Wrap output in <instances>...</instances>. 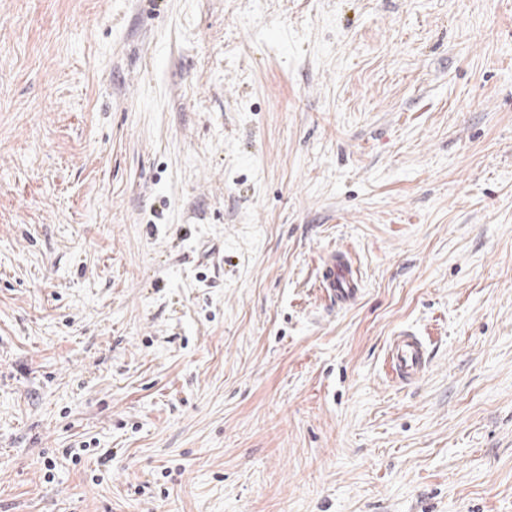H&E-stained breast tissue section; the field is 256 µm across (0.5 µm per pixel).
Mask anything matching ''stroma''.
I'll list each match as a JSON object with an SVG mask.
<instances>
[{
	"mask_svg": "<svg viewBox=\"0 0 512 512\" xmlns=\"http://www.w3.org/2000/svg\"><path fill=\"white\" fill-rule=\"evenodd\" d=\"M0 512H512V0H0ZM361 285L359 272L346 255L333 252L324 259L318 288L330 306H352L360 296ZM384 360L392 379L403 385L420 380L430 365L425 340L411 330H401L391 336Z\"/></svg>",
	"mask_w": 512,
	"mask_h": 512,
	"instance_id": "35a3bbf8",
	"label": "stroma"
}]
</instances>
